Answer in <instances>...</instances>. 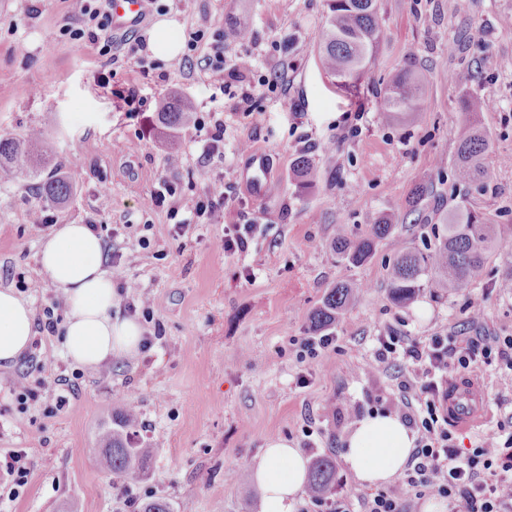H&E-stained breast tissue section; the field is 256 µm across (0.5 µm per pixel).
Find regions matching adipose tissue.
Masks as SVG:
<instances>
[{
	"label": "adipose tissue",
	"mask_w": 512,
	"mask_h": 512,
	"mask_svg": "<svg viewBox=\"0 0 512 512\" xmlns=\"http://www.w3.org/2000/svg\"><path fill=\"white\" fill-rule=\"evenodd\" d=\"M40 264L68 307L63 346L74 362L95 367L136 353L142 329L132 319L112 316V276L104 267L103 242L84 224H66L42 244ZM34 334L31 308L8 288L0 290V365L15 362ZM414 437L394 416L358 422L343 455L364 482L376 484L404 468ZM307 473L298 449L276 441L266 448L254 477L262 492L261 512H290Z\"/></svg>",
	"instance_id": "obj_1"
}]
</instances>
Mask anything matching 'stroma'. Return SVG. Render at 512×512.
Listing matches in <instances>:
<instances>
[{
    "label": "stroma",
    "mask_w": 512,
    "mask_h": 512,
    "mask_svg": "<svg viewBox=\"0 0 512 512\" xmlns=\"http://www.w3.org/2000/svg\"><path fill=\"white\" fill-rule=\"evenodd\" d=\"M385 38L350 87L332 85L314 45L326 24L328 0H155L143 21L99 45L62 36L71 20L65 0H0V135L42 130L56 148L71 185L63 204H46L33 178L0 180V289H11L35 316L56 306L40 265L45 233L29 213L46 207L52 229L93 224L105 244V266L117 302L113 314L139 321L151 346L108 367H82L66 357L58 335L36 333L13 364L0 367V457L25 451L32 472L13 488L0 474V512H139L141 502L192 501L194 512H260L253 471L271 442L285 441L307 459L330 457L337 480L373 493L342 459L357 419L380 413L399 381L420 368L397 358L385 372L370 364L389 330L409 338L512 336V236L493 247L481 279L455 290L424 289L413 301H391L390 243L377 245L360 267L343 263L334 242L345 225L354 237L386 215L396 241L429 252L444 233V217L464 206L481 223L512 225V0H379ZM182 36L214 35L224 23L249 27L256 75L277 71V89L257 93L251 108L232 89L210 84L193 51L184 69L154 57L147 32L160 19ZM482 40L470 39L474 26ZM25 51H17V43ZM411 68L422 79L423 114L392 122L382 107L391 74ZM468 70L469 84L455 80ZM192 97L197 115L224 116V140L187 126L168 137L155 103ZM489 101L478 115L489 138L483 181L454 174L463 101ZM181 156L165 166L166 141ZM248 150H241V143ZM272 159L268 196L252 199L242 184L249 150ZM306 155L316 179L303 188L294 160ZM177 188L156 204L160 180ZM428 194L416 211L406 200L418 185ZM230 202L220 224L190 223L208 192ZM187 223L177 233L178 223ZM258 227L245 251L224 250V229ZM135 289H128V282ZM362 286L357 301L332 328L334 347L302 358L300 341L329 288ZM150 300L149 315L137 307ZM481 297L475 308L469 301ZM55 366L40 371L44 355ZM489 390V417L453 434L468 449L486 432L512 426V371L474 363ZM71 386L58 385V376ZM40 391L20 403L11 380ZM127 398L140 413L139 435L158 442L136 502L95 462L94 437L112 419V400Z\"/></svg>",
    "instance_id": "obj_1"
}]
</instances>
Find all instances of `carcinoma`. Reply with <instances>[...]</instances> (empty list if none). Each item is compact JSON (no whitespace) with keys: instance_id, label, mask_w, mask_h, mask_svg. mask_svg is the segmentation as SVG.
I'll return each instance as SVG.
<instances>
[{"instance_id":"1","label":"carcinoma","mask_w":512,"mask_h":512,"mask_svg":"<svg viewBox=\"0 0 512 512\" xmlns=\"http://www.w3.org/2000/svg\"><path fill=\"white\" fill-rule=\"evenodd\" d=\"M326 28L316 46L322 70L338 86H349L365 70L376 55L384 37L385 20L378 0H330ZM422 84L410 69L394 73L386 88L384 112L388 120L397 115L420 111ZM488 103L471 95L465 99L469 119L459 133L457 156L458 176L473 181L485 175L484 155L489 148L487 134L478 126L475 116ZM194 102L187 97H172L158 105L157 120L173 132L192 120ZM48 167L56 168L54 154L39 130L25 138L0 135V175L6 179L26 177ZM42 198L61 204L70 194L66 179L55 174L39 183ZM446 233L428 253L398 245L389 296L396 304H406L426 287L465 288L481 278L487 252L500 241L503 231L482 224L466 208L448 213ZM394 225L385 217L370 225L369 234L353 238L340 227L336 231L335 248L340 258L351 266H362L372 256L378 242L392 236ZM358 285L351 281L336 283L325 293L321 305L309 321V331L321 333L336 324L342 313L355 301ZM138 414L126 405L116 410L112 423L101 426L95 434L102 466L119 482L143 478L154 456V444L142 440L137 433ZM336 487V468L325 456L314 460L309 490L325 496ZM184 503L152 500L140 512H183Z\"/></svg>"}]
</instances>
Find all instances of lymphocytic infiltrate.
I'll use <instances>...</instances> for the list:
<instances>
[{
    "mask_svg": "<svg viewBox=\"0 0 512 512\" xmlns=\"http://www.w3.org/2000/svg\"><path fill=\"white\" fill-rule=\"evenodd\" d=\"M103 0H69L72 19L79 25L69 28L72 39H90L112 46V16ZM91 20L95 31L85 32L80 24ZM227 41H207L204 31L193 32L190 50H203L204 70L211 83L237 85L241 104H250L258 84L253 83L254 58L248 47H241L233 59H226ZM372 367L383 372L396 355L422 365L423 381L401 382L386 403L403 409L407 428L416 436L408 467L397 484L386 491L358 494L345 484H337L330 495H309L300 512H408L410 496L436 495L448 500L461 512H512V433L492 431L483 435L473 448H456L448 422L440 408L439 394L448 371L468 369L471 363H497L512 371V336H487L468 340L465 345L450 344L447 337L429 336L412 340L398 331L378 337Z\"/></svg>",
    "mask_w": 512,
    "mask_h": 512,
    "instance_id": "1",
    "label": "lymphocytic infiltrate"
}]
</instances>
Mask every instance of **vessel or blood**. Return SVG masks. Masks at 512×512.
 <instances>
[{"label": "vessel or blood", "mask_w": 512, "mask_h": 512, "mask_svg": "<svg viewBox=\"0 0 512 512\" xmlns=\"http://www.w3.org/2000/svg\"><path fill=\"white\" fill-rule=\"evenodd\" d=\"M145 0H111L112 24L116 30L133 28L142 16ZM269 160L266 153L252 154L246 182L255 198H264L269 188ZM442 412L451 428L469 430L488 417V391L483 382L468 373L449 378L441 397Z\"/></svg>", "instance_id": "b4317fda"}]
</instances>
